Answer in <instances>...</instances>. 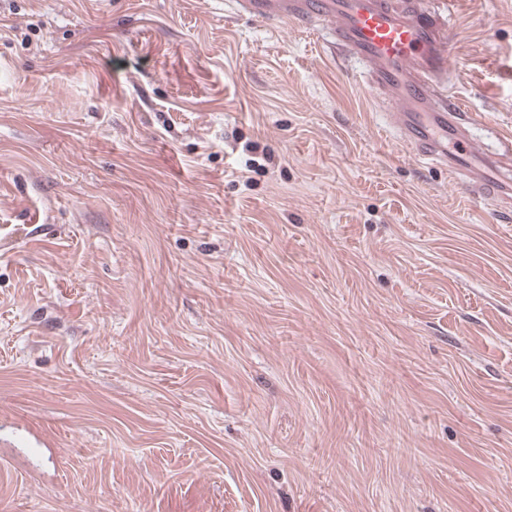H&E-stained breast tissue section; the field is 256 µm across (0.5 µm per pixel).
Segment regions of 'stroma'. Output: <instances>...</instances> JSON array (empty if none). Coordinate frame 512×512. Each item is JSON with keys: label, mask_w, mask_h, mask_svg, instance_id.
I'll list each match as a JSON object with an SVG mask.
<instances>
[{"label": "stroma", "mask_w": 512, "mask_h": 512, "mask_svg": "<svg viewBox=\"0 0 512 512\" xmlns=\"http://www.w3.org/2000/svg\"><path fill=\"white\" fill-rule=\"evenodd\" d=\"M452 94L512 135V0ZM325 25L0 0V512H512V212Z\"/></svg>", "instance_id": "stroma-1"}]
</instances>
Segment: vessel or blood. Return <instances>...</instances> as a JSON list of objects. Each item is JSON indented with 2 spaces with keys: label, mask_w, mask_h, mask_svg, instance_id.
<instances>
[{
  "label": "vessel or blood",
  "mask_w": 512,
  "mask_h": 512,
  "mask_svg": "<svg viewBox=\"0 0 512 512\" xmlns=\"http://www.w3.org/2000/svg\"><path fill=\"white\" fill-rule=\"evenodd\" d=\"M259 21H326L337 46L364 64L370 87L389 95L401 141L424 163L447 169L471 196L512 209V139L499 154L472 151L473 113L448 92L450 11L407 0H238Z\"/></svg>",
  "instance_id": "b4317fda"
}]
</instances>
